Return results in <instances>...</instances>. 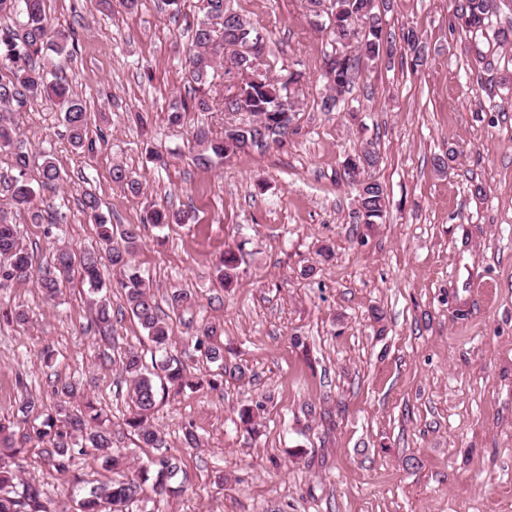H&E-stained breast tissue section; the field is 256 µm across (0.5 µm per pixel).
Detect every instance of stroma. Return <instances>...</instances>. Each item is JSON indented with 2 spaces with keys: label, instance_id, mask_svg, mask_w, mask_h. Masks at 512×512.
<instances>
[{
  "label": "stroma",
  "instance_id": "obj_1",
  "mask_svg": "<svg viewBox=\"0 0 512 512\" xmlns=\"http://www.w3.org/2000/svg\"><path fill=\"white\" fill-rule=\"evenodd\" d=\"M230 4L267 36L270 76L302 72L301 102L285 145L204 167L193 128L219 137L234 116L190 112L169 124L172 102L188 95L181 18L160 0L131 13L116 2L45 0L50 23L76 33L63 75L97 142L75 150L48 99L10 115L27 149L51 153L62 170L46 199L66 216L35 224L13 215L34 274L0 284V421L22 449L11 469L41 487L45 512H72L82 489L108 479L99 461L61 472L39 452L32 428L56 415L54 389L66 380L79 390L69 410L87 396L97 402L130 468L161 452L179 463L172 492L145 487L147 512H512V109L498 106L512 99V0H497L492 28L476 40L450 29V0H390L387 31L417 30L426 64L414 71L396 56L361 66L333 112L321 109L331 47L304 0ZM368 148L379 161L364 175L388 204L379 223L359 224L343 169ZM117 164L141 181L139 197L113 183ZM86 190L116 224L141 223L153 207L194 216L147 225L133 256L192 382L159 394L151 422L161 451L125 423L130 382L119 358L134 349L150 365L155 349L124 310L118 271L103 269L120 311L110 339L95 331L80 278L52 301L38 285L57 249L100 250L81 206ZM229 248L239 265L224 288L216 265ZM176 288L191 301L174 310ZM17 311L24 321L12 320ZM210 325L245 379L216 384L217 365L194 349ZM28 394L37 404L25 415Z\"/></svg>",
  "mask_w": 512,
  "mask_h": 512
}]
</instances>
